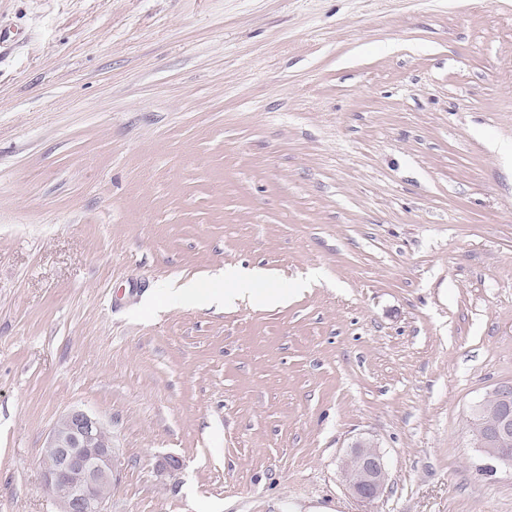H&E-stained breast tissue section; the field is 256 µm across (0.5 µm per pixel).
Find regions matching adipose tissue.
<instances>
[{
	"mask_svg": "<svg viewBox=\"0 0 512 512\" xmlns=\"http://www.w3.org/2000/svg\"><path fill=\"white\" fill-rule=\"evenodd\" d=\"M248 296L273 300L277 298L278 293L270 286L266 277L257 271L246 274L236 271L226 272L222 284L207 290L201 289L196 283L189 282L173 284L166 292L168 301L173 303L213 299L232 302Z\"/></svg>",
	"mask_w": 512,
	"mask_h": 512,
	"instance_id": "ef3b65f1",
	"label": "adipose tissue"
}]
</instances>
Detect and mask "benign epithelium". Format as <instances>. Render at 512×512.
I'll return each instance as SVG.
<instances>
[{
	"mask_svg": "<svg viewBox=\"0 0 512 512\" xmlns=\"http://www.w3.org/2000/svg\"><path fill=\"white\" fill-rule=\"evenodd\" d=\"M493 401L499 416L490 424L478 418ZM468 427L469 441L479 452L481 468L490 473L512 471V381L500 382L473 409ZM47 447L55 457L42 463L46 488L60 503V512H108L100 494L112 483L116 460L112 433L96 416L81 409L63 414L49 433ZM348 489L357 498L374 501L384 494L388 471L383 455L369 440L355 442L341 463Z\"/></svg>",
	"mask_w": 512,
	"mask_h": 512,
	"instance_id": "obj_1",
	"label": "benign epithelium"
}]
</instances>
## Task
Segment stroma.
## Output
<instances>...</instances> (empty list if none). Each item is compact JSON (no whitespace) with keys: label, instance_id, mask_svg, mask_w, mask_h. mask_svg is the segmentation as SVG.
Here are the masks:
<instances>
[{"label":"stroma","instance_id":"obj_1","mask_svg":"<svg viewBox=\"0 0 512 512\" xmlns=\"http://www.w3.org/2000/svg\"><path fill=\"white\" fill-rule=\"evenodd\" d=\"M0 30V512H59L74 408L110 512H512L467 436L512 380V0H0ZM228 268L279 300L162 298ZM42 462L46 488L60 503V512H108L100 494L112 484L116 460L112 433L93 414L72 409L63 414L49 433ZM112 486L102 489L110 497ZM341 463L348 489L357 498L374 501L384 494L388 471L383 455L369 440L356 441Z\"/></svg>","mask_w":512,"mask_h":512}]
</instances>
